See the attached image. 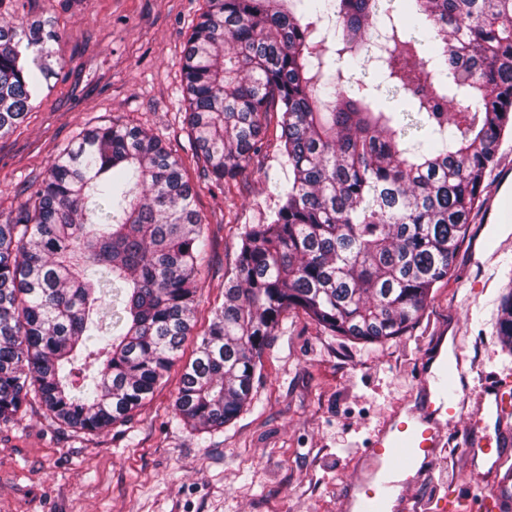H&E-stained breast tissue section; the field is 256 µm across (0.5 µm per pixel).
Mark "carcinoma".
I'll return each mask as SVG.
<instances>
[{
	"label": "carcinoma",
	"instance_id": "carcinoma-1",
	"mask_svg": "<svg viewBox=\"0 0 512 512\" xmlns=\"http://www.w3.org/2000/svg\"><path fill=\"white\" fill-rule=\"evenodd\" d=\"M207 0L182 65L208 177L227 183L280 114L286 182L245 229L172 408L208 434L250 405L288 311L366 343L409 332L447 279L512 132V0ZM50 23H0V131L49 78ZM378 93L405 104L375 106ZM162 140L114 121L0 217V421L37 401L97 434L150 399L192 335L207 224ZM498 334L512 351V293Z\"/></svg>",
	"mask_w": 512,
	"mask_h": 512
}]
</instances>
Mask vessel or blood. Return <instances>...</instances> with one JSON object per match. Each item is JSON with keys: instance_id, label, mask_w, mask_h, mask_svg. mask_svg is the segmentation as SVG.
Segmentation results:
<instances>
[{"instance_id": "1", "label": "vessel or blood", "mask_w": 512, "mask_h": 512, "mask_svg": "<svg viewBox=\"0 0 512 512\" xmlns=\"http://www.w3.org/2000/svg\"><path fill=\"white\" fill-rule=\"evenodd\" d=\"M469 371L460 347L451 354L435 353L423 374V399L419 409L394 411L390 422L369 438L359 453L362 463L373 464L370 477L361 479L342 500L343 512H420L418 501L407 490L393 493V477L408 470V487L433 480V463L448 445L450 427L460 416L468 397ZM512 380L492 378L484 382L477 400L478 411L494 423L493 436L485 440L467 438L463 445L480 449L492 461L493 475L512 461V428L505 420ZM446 512H512V498L495 495L475 504L455 492L444 497Z\"/></svg>"}]
</instances>
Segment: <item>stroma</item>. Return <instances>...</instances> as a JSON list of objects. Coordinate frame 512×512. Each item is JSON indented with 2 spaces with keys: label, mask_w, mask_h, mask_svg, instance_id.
<instances>
[{
  "label": "stroma",
  "mask_w": 512,
  "mask_h": 512,
  "mask_svg": "<svg viewBox=\"0 0 512 512\" xmlns=\"http://www.w3.org/2000/svg\"><path fill=\"white\" fill-rule=\"evenodd\" d=\"M205 0H15L7 21L50 20V49L62 63L48 94L0 138V211L25 203L52 160L79 134L118 120L159 136L195 186L211 247L202 264L194 336L152 398L125 424L95 435L58 429L32 403L24 420L0 422V512H341L367 439L397 407L420 405L422 368L443 335L457 337L482 379L512 377V352L497 336L500 304L512 285V223L490 224L479 207L448 279L405 335L362 343L289 312L266 348L248 410L198 439L174 418L182 369L196 336L224 301L241 235L263 223L284 181L276 116L262 151L236 180H204L184 121L186 40ZM498 249L495 260L486 253ZM484 457L444 451L435 480L413 487L434 512L453 488L481 501L491 493Z\"/></svg>",
  "instance_id": "obj_1"
}]
</instances>
